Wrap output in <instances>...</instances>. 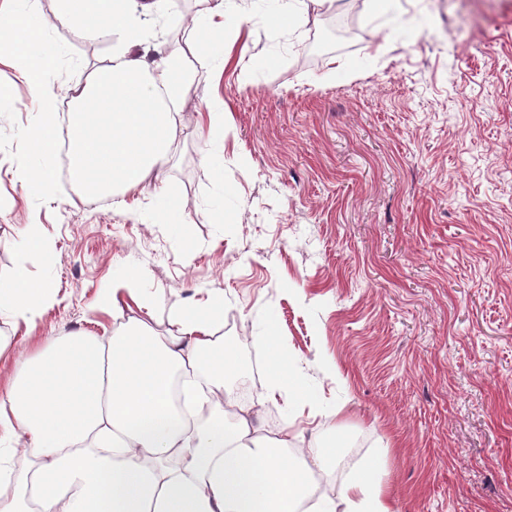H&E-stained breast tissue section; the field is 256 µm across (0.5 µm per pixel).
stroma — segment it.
<instances>
[{
  "mask_svg": "<svg viewBox=\"0 0 512 512\" xmlns=\"http://www.w3.org/2000/svg\"><path fill=\"white\" fill-rule=\"evenodd\" d=\"M236 3L249 23L203 52L182 24L195 0L146 19L187 48L196 90L169 165L117 198L84 194L56 153L30 161L53 201L26 192L10 160L36 104L0 65V278L54 289L45 338L111 334L99 292L132 269L155 305L124 316L162 334L172 302L223 290L254 424L343 450L318 495L374 464L401 512H512V0ZM283 7L293 29L269 23ZM27 8L64 87L116 46L61 25L57 0ZM31 224L48 261L26 259ZM271 326L312 416L269 394Z\"/></svg>",
  "mask_w": 512,
  "mask_h": 512,
  "instance_id": "35a3bbf8",
  "label": "stroma"
}]
</instances>
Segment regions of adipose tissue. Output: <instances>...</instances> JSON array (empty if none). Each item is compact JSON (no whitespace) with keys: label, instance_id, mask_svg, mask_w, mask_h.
Instances as JSON below:
<instances>
[{"label":"adipose tissue","instance_id":"1","mask_svg":"<svg viewBox=\"0 0 512 512\" xmlns=\"http://www.w3.org/2000/svg\"><path fill=\"white\" fill-rule=\"evenodd\" d=\"M59 2L58 21L119 41L74 99V178L92 194L126 192L168 162L177 110L194 89L177 50L144 49L145 17L169 0ZM42 33L17 0H0V60L21 63L37 104L13 173L29 194L48 198L52 179L29 159L53 150L64 87L59 55L37 49ZM142 277L134 269L102 290L99 304L116 321L111 335L38 341L0 384V512H398L374 467L344 482L337 498H315L314 471L329 469L341 451L308 452L298 433L270 438L250 425V407L224 387L239 362L219 335L223 291L205 307L174 302L176 330L165 335L123 317V303L152 307ZM53 302L51 287L25 270L0 280V318L13 324L35 326ZM265 352L271 393L304 396L276 333L266 336Z\"/></svg>","mask_w":512,"mask_h":512}]
</instances>
